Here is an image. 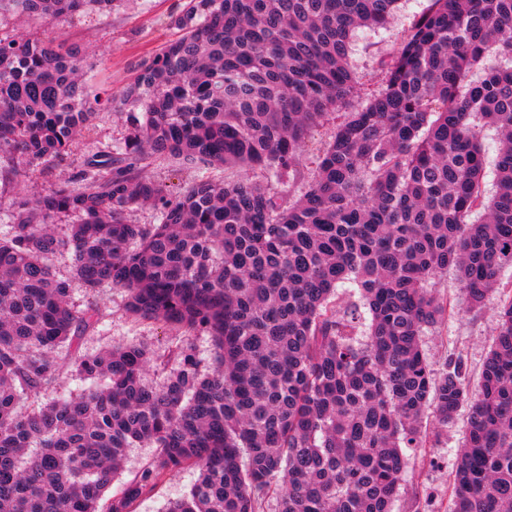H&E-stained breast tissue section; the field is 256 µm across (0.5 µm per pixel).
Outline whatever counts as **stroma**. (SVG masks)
I'll return each mask as SVG.
<instances>
[{"mask_svg":"<svg viewBox=\"0 0 512 512\" xmlns=\"http://www.w3.org/2000/svg\"><path fill=\"white\" fill-rule=\"evenodd\" d=\"M185 0H116L111 12L88 13L74 18L46 23L10 14L0 17V29L12 34L49 38L81 49L85 57V79L90 94L107 92L120 95L137 75L143 63L167 41L176 38L171 25ZM428 5V0H402L391 24L383 29H362L352 45L350 63L358 94L340 106V113L359 110L377 91L384 76V66L396 52L405 30ZM133 107L117 105L115 110L97 111L90 133L77 138L72 151L50 165H24L7 186L6 196L19 191H44L71 179L86 168L100 151L123 144L132 121ZM335 119L314 127L302 148L296 178L275 190L284 199L296 200L313 176L318 158L331 140ZM150 179L165 194L184 191L201 178L215 181L237 179L235 167H204L187 164L172 157L155 162L148 169ZM448 299V317L424 336L423 341L434 368H442L449 354H462L472 375H479L492 344L497 294H490L481 310L470 311L459 291L456 271H449L437 283ZM127 293L121 288L105 289L97 296L101 309L99 322L89 329L81 350L93 353L117 345L140 343L161 352L171 344L175 333L165 324L136 318L125 304ZM466 412H459L448 426L428 422V433L437 441L433 446L408 450V461L400 492L392 512H450V478L454 471L466 430ZM193 470L176 472L160 483L148 497L135 505L136 512H164L168 502L186 494L196 481Z\"/></svg>","mask_w":512,"mask_h":512,"instance_id":"obj_1","label":"stroma"}]
</instances>
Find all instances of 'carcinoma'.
I'll list each match as a JSON object with an SVG mask.
<instances>
[{
  "mask_svg": "<svg viewBox=\"0 0 512 512\" xmlns=\"http://www.w3.org/2000/svg\"><path fill=\"white\" fill-rule=\"evenodd\" d=\"M114 2L0 0V15L52 22ZM429 2L291 204L271 183L294 178L310 129L356 90V30L387 25L399 0H185L178 36L123 94L143 120L112 163L82 170V188L12 198L0 512H134L183 469L198 478L165 512H391L423 419L446 426L464 405L453 512H512V0ZM87 98L78 48L0 31V181L67 155L94 118ZM485 127L498 136L489 199ZM167 157L243 175L168 199L146 172ZM144 204L159 223L128 221ZM61 216L75 222L59 232ZM63 254L82 308L52 266ZM450 268L471 309L499 293L473 396L463 355L436 373L422 344L448 316L436 284ZM106 287L179 340L59 357L99 322ZM67 376L88 387L39 401ZM138 445L154 455L109 494Z\"/></svg>",
  "mask_w": 512,
  "mask_h": 512,
  "instance_id": "carcinoma-1",
  "label": "carcinoma"
}]
</instances>
